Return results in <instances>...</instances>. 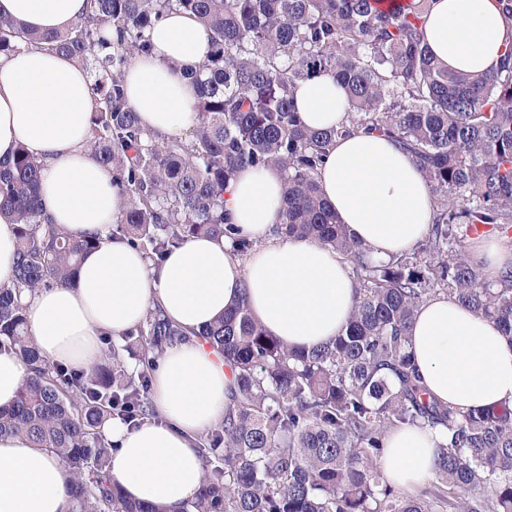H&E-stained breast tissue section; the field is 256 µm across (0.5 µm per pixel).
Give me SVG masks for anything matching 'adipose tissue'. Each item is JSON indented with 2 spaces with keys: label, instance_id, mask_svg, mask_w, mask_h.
I'll use <instances>...</instances> for the list:
<instances>
[{
  "label": "adipose tissue",
  "instance_id": "ef3b65f1",
  "mask_svg": "<svg viewBox=\"0 0 512 512\" xmlns=\"http://www.w3.org/2000/svg\"><path fill=\"white\" fill-rule=\"evenodd\" d=\"M88 0H0V15L27 30L63 32L85 15ZM423 29L432 53L448 67L496 73L512 45V20L498 0H433ZM152 54L131 59L126 102L152 133L188 135L196 122L195 89L185 78L209 51L210 38L192 14L170 13L151 32ZM92 80L71 59L45 47L0 57V159L18 149L43 164L41 202L52 223L99 239L80 263L74 285L26 294L29 333L50 362L88 369L100 338L136 327L153 308L189 340L169 346L152 374L159 422L131 429L103 426L116 443L109 475L131 500L179 512L203 480L198 441L220 424L231 403L234 374L193 334L240 299L265 331L293 348L310 349L338 336L356 296L349 263L313 242L273 235L282 220L283 177L276 168L240 170L224 208L241 235L258 247L238 258L223 237L198 236L168 253L160 268L112 234L120 194L111 169L87 148L94 106ZM295 104L302 122L327 129L348 116L347 94L330 73L300 82ZM322 194L349 235L373 262L411 251L425 236L433 196L412 158L392 141L365 131L337 139L318 170ZM469 260L488 280L512 269V244L477 239ZM426 392L468 411L512 404V341L487 318L438 295L422 304L409 332ZM29 373L13 350H0V408L12 406ZM441 429L403 426L385 438L378 461L403 492L435 473ZM68 475L46 449L24 435L0 437V512H70Z\"/></svg>",
  "mask_w": 512,
  "mask_h": 512
}]
</instances>
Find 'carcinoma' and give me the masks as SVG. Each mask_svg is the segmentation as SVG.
I'll list each match as a JSON object with an SVG mask.
<instances>
[{
  "label": "carcinoma",
  "mask_w": 512,
  "mask_h": 512,
  "mask_svg": "<svg viewBox=\"0 0 512 512\" xmlns=\"http://www.w3.org/2000/svg\"><path fill=\"white\" fill-rule=\"evenodd\" d=\"M432 0H88L70 30L28 33L0 17V55L48 43L85 68L95 95L88 148L112 169L122 208L112 235L159 268L198 235L224 236L241 258L254 247L224 217V193L245 166L278 168L275 231L339 252L358 281L346 330L325 346L293 349L238 303L196 337L237 370L233 405L199 448L204 480L181 512H512V406L462 414L428 396L407 350L418 305L445 294L512 339V270L490 282L459 246L512 236V45L500 70L463 73L425 43ZM171 11L190 12L211 48L194 85L197 119L186 138L144 133L125 102L124 72L153 50L150 33ZM329 72L348 93L350 123L302 124L298 84ZM383 135L423 170L435 209L408 255L371 264L324 201L318 170L333 142L359 130ZM41 163L21 149L0 160V220L17 225L15 283L0 287V348L28 365L16 404L0 408V437L25 434L69 474L71 512H166L126 499L109 478L110 419L139 427L153 415L150 370L189 336L155 308L91 368L50 363L27 334L18 296L72 283L98 239L48 221ZM138 348L140 370L122 350ZM443 427L436 485L417 497L377 466L392 428Z\"/></svg>",
  "instance_id": "obj_1"
}]
</instances>
